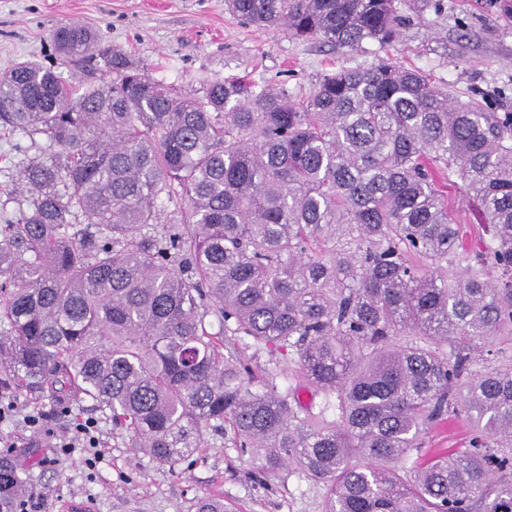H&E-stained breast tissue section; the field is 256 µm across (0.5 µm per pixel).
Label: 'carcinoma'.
<instances>
[{
    "instance_id": "1",
    "label": "carcinoma",
    "mask_w": 512,
    "mask_h": 512,
    "mask_svg": "<svg viewBox=\"0 0 512 512\" xmlns=\"http://www.w3.org/2000/svg\"><path fill=\"white\" fill-rule=\"evenodd\" d=\"M402 4L226 0L343 48L391 43ZM52 39L66 58L100 51L79 23ZM102 55L109 79L80 88L35 62L0 75V131L46 137L10 190L26 207L0 224V382L67 385L171 467L210 427L264 473L326 483L325 512H512V365L471 370L512 337V112L389 60L296 101L246 79L192 97ZM451 187L491 232L475 248ZM250 348L296 356L325 407L254 375ZM462 415L469 448L403 479L422 433ZM17 490L0 463V512Z\"/></svg>"
}]
</instances>
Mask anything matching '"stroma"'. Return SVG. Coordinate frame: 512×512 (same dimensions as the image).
<instances>
[{
  "mask_svg": "<svg viewBox=\"0 0 512 512\" xmlns=\"http://www.w3.org/2000/svg\"><path fill=\"white\" fill-rule=\"evenodd\" d=\"M406 22L387 45L367 41L339 48L319 39L302 40L283 30L241 24L224 0H0V74L33 60L72 84L104 78L102 64L78 68L61 62L52 32L74 21L99 32L103 48L127 53L155 81L201 94L217 79L250 78L258 87H285L294 98L308 95L325 74L367 68L382 59L423 72L451 98L512 110V25L498 20L486 0H407ZM42 137L0 134V221L9 202L21 154L38 155ZM17 404L0 421V443L10 454L25 489L38 495L36 512H69L73 503L92 512H196L202 496L223 499L227 512H323L324 483L294 465L270 475L242 449L208 432L200 454L176 467L134 451L109 412L87 397L49 388L0 386ZM46 417L32 432L26 415ZM97 420L106 450L89 464L78 449L58 454L55 443L77 419Z\"/></svg>",
  "mask_w": 512,
  "mask_h": 512,
  "instance_id": "35a3bbf8",
  "label": "stroma"
}]
</instances>
